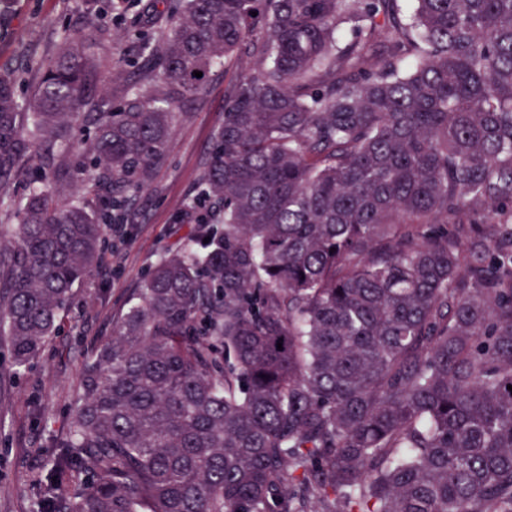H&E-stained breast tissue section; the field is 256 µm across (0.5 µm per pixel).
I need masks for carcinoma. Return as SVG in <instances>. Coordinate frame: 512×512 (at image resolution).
<instances>
[{
	"mask_svg": "<svg viewBox=\"0 0 512 512\" xmlns=\"http://www.w3.org/2000/svg\"><path fill=\"white\" fill-rule=\"evenodd\" d=\"M165 13L137 32L143 86L107 112L87 93L91 36L0 68V202L28 174L25 135L45 145L42 186L0 229V335L22 368L180 103L249 59L177 216L186 242L41 449L36 512H512V0ZM84 116L75 199L54 145Z\"/></svg>",
	"mask_w": 512,
	"mask_h": 512,
	"instance_id": "obj_1",
	"label": "carcinoma"
}]
</instances>
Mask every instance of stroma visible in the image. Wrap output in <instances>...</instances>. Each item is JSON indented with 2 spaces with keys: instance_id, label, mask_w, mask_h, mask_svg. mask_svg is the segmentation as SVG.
<instances>
[{
  "instance_id": "35a3bbf8",
  "label": "stroma",
  "mask_w": 512,
  "mask_h": 512,
  "mask_svg": "<svg viewBox=\"0 0 512 512\" xmlns=\"http://www.w3.org/2000/svg\"><path fill=\"white\" fill-rule=\"evenodd\" d=\"M92 26L104 32L95 51L108 65L92 70L88 83L111 107L125 87L141 83L137 48L128 21L109 12L90 18L82 0H13L10 21L0 27V67L53 53L64 37ZM244 65L238 59L215 68L203 94L183 106L164 161L131 202L132 219L121 231L105 229L108 246L99 264L75 287L65 320L41 356L14 371L0 342V512H34L39 450L64 432L85 358L135 301L143 273L185 241L190 227L175 217L198 192L229 88Z\"/></svg>"
}]
</instances>
